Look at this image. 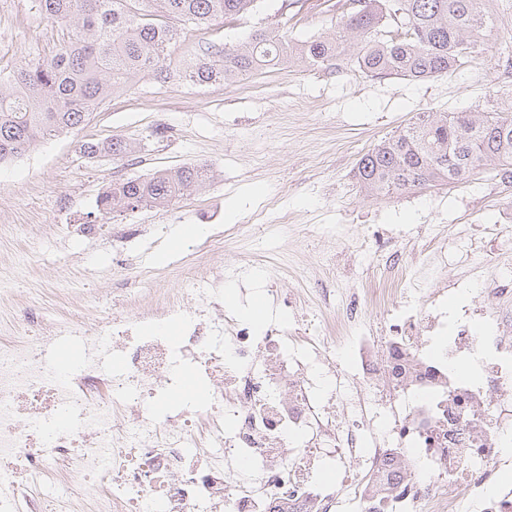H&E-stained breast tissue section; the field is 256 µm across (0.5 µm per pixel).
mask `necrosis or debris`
Listing matches in <instances>:
<instances>
[{"mask_svg":"<svg viewBox=\"0 0 512 512\" xmlns=\"http://www.w3.org/2000/svg\"><path fill=\"white\" fill-rule=\"evenodd\" d=\"M298 326H257L224 269L132 291L101 318L22 306L0 323V512H512V308L456 321L392 268L336 307L335 256ZM377 325L359 329L363 315ZM490 324L474 335V321ZM81 351L67 369L61 344ZM349 347L352 370L333 359ZM120 368L112 370L109 358ZM478 363L481 380L457 365ZM202 396L175 401L186 379ZM411 458L406 476L392 464ZM341 474L329 483V471Z\"/></svg>","mask_w":512,"mask_h":512,"instance_id":"1","label":"necrosis or debris"}]
</instances>
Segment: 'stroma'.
Returning <instances> with one entry per match:
<instances>
[{
  "label": "stroma",
  "mask_w": 512,
  "mask_h": 512,
  "mask_svg": "<svg viewBox=\"0 0 512 512\" xmlns=\"http://www.w3.org/2000/svg\"><path fill=\"white\" fill-rule=\"evenodd\" d=\"M337 0H258L235 20L198 31L185 45H232L256 29L275 27L289 16L288 35L303 41L326 36ZM61 37L37 0H0V74L48 57ZM253 92L235 82L198 85L171 75L136 79L114 94L82 129L41 144L25 156L0 164V252L12 249V225L93 224L101 193L112 183L143 178L186 163L208 169V179L163 209L112 214L111 224L156 226V234L132 243V259L118 263L111 249L80 235L63 240L40 233L28 259L9 265L22 301L42 302L41 291L57 280L90 288L106 303L135 287L138 270L154 272L159 288H177L190 276L195 257L221 264L228 278L251 289L250 306L262 321L275 308L267 298L266 269L252 262L266 251L287 258L281 288L307 293L304 273L319 252L336 256V282L360 287L384 265L382 241L392 243L404 264L427 261L426 286L448 292L449 310L482 308L488 280L512 278V244L493 242L487 229L512 225V188L494 173L472 175L463 184L430 185L398 196L375 199L354 177L358 159L405 127L419 112L512 113V66L491 50L472 53L460 67L426 81L395 76L372 78L350 68L313 69L301 62L267 68L251 77ZM309 103L288 112L286 100ZM120 136L134 151L124 160L99 152L83 154L82 143ZM288 209L292 225L279 236L275 225L255 224L269 202ZM209 210L220 213L218 227L251 225L250 237L226 238L211 249L205 237L177 243L181 225L198 223Z\"/></svg>",
  "instance_id": "obj_1"
}]
</instances>
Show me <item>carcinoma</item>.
<instances>
[{
  "label": "carcinoma",
  "instance_id": "cac0c4a2",
  "mask_svg": "<svg viewBox=\"0 0 512 512\" xmlns=\"http://www.w3.org/2000/svg\"><path fill=\"white\" fill-rule=\"evenodd\" d=\"M62 28L54 53L0 77V162L86 124L92 111L139 76L166 82L177 71L181 38L230 16L249 13L257 0H38ZM342 9L331 34L288 39V22L257 29L244 41L204 49L187 64L198 84L233 81L296 58L312 68L352 65L376 78L414 81L458 67L495 31L489 0H358ZM106 150L128 158L115 136ZM492 169L512 183V115L419 112L403 129L364 153L355 178L366 195L391 196L436 182L461 183ZM208 171L182 165L110 187L99 198L101 219L118 210L164 207Z\"/></svg>",
  "mask_w": 512,
  "mask_h": 512
}]
</instances>
